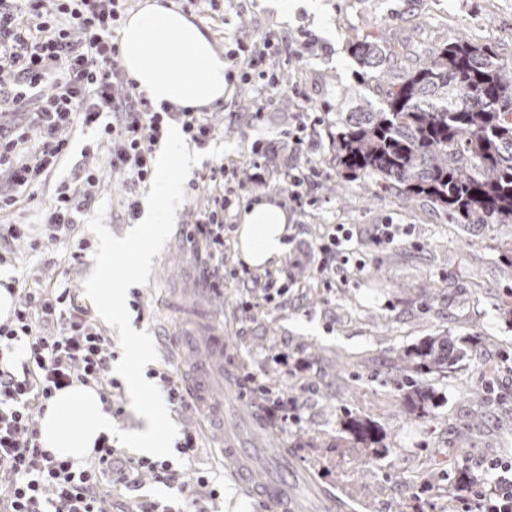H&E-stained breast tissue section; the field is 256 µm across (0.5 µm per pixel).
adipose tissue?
<instances>
[{"mask_svg": "<svg viewBox=\"0 0 512 512\" xmlns=\"http://www.w3.org/2000/svg\"><path fill=\"white\" fill-rule=\"evenodd\" d=\"M121 57L130 79L154 104L180 108L212 107L224 98V55L191 16L146 0L123 25ZM288 215L260 199L241 215L237 229L241 259L251 267L277 264L288 233ZM40 442L52 453L76 461L93 453L100 435L111 434L112 417L95 388L74 385L57 391L40 423Z\"/></svg>", "mask_w": 512, "mask_h": 512, "instance_id": "ef3b65f1", "label": "adipose tissue"}]
</instances>
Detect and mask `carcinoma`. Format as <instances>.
<instances>
[{
    "instance_id": "obj_1",
    "label": "carcinoma",
    "mask_w": 512,
    "mask_h": 512,
    "mask_svg": "<svg viewBox=\"0 0 512 512\" xmlns=\"http://www.w3.org/2000/svg\"><path fill=\"white\" fill-rule=\"evenodd\" d=\"M363 66V90L339 112L331 135L333 163L344 175L397 186L408 201L428 199L453 224L512 223V61L491 43L456 41L389 81L394 54L370 36L350 45ZM378 104H372L371 98ZM459 357L453 336H431L405 353L399 386L410 411L422 415L435 393L423 375ZM362 442L377 430L349 422Z\"/></svg>"
}]
</instances>
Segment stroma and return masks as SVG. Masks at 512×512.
Listing matches in <instances>:
<instances>
[{"instance_id":"stroma-1","label":"stroma","mask_w":512,"mask_h":512,"mask_svg":"<svg viewBox=\"0 0 512 512\" xmlns=\"http://www.w3.org/2000/svg\"><path fill=\"white\" fill-rule=\"evenodd\" d=\"M190 15L220 51L233 48L239 36L275 38L279 51L267 66L299 93L260 113L255 86L236 85L212 107V143L232 149L191 171L197 189L177 210L173 233L139 287L141 314L131 320L135 330L152 335L158 352L152 369L172 364L183 376L204 363L203 340L187 315L204 306L227 345L223 367L210 371V402L241 415L238 432L252 447L286 449L291 488L308 512H317L323 494L335 499V512H453L460 473L512 456V315L505 310L512 298V223L452 224L430 202L407 204L366 178L346 177L330 162L329 132L337 113L351 106L344 89L356 88L362 71L349 52L353 39L380 31L398 54L416 62L463 35L493 43L509 61L512 0H236L229 9L224 0H201ZM303 36L309 46L298 56L293 47ZM302 112L323 120L311 149L288 139ZM256 140L264 154L253 155ZM97 143L96 130L75 131L70 162L0 213V224L32 227L30 239L11 244L13 261L0 266V280H64L82 294L95 266L92 255L71 263L66 244L42 238L36 227L56 186L70 182L75 169L98 173L91 193L94 204L107 206L108 229L120 237L131 227L123 204L130 186L109 168ZM221 162L263 175V182L249 185L247 202L271 197L288 210L287 248L271 268L288 286L277 304L250 300L248 282L230 276L223 288L208 290L206 255L182 235L211 196L210 170ZM303 165L316 175L308 182L309 204L294 210L280 193L281 180ZM337 224L352 229L355 260L326 288L316 272V246ZM379 224H407L414 234L376 248L371 239ZM446 332L460 339L480 335L484 342L466 347L448 371L428 375L437 404L416 416L398 388L403 355ZM247 372L258 374L273 395L296 399V420L257 423L258 402L238 389ZM169 414L178 433L194 434L199 448L190 459L170 457L172 469L189 482L209 479L219 492L211 512H251L252 499L221 451L223 432L203 407L191 401L170 406ZM352 418L372 421L378 442L367 445L348 432ZM229 487L230 497L224 494Z\"/></svg>"}]
</instances>
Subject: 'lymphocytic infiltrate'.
<instances>
[{"mask_svg":"<svg viewBox=\"0 0 512 512\" xmlns=\"http://www.w3.org/2000/svg\"><path fill=\"white\" fill-rule=\"evenodd\" d=\"M127 5L128 0H0V72L14 76L11 86H0V112L32 110L29 121L0 126V172L15 189L0 195L1 212L15 205L17 190L34 186L64 161L70 149L66 133L75 125L99 128L101 142L112 146L110 168L133 185L151 179L153 152L168 124L180 123L199 144L211 138L207 113L168 103L153 107L119 66L115 31ZM275 48L269 38L259 44L237 40L224 55L227 82L258 79L263 88L278 86L279 76L263 69ZM236 174L224 164L211 168L217 191L184 231L189 243L203 246L215 288L224 285V226L244 193ZM91 201L71 185L59 186L42 214L46 237L70 240L75 213ZM352 238V230L339 224L319 244L316 271L324 283H331L338 264L348 263ZM23 294L12 316L0 321V512H112L105 484H133L145 472L177 488L186 512H204V499L217 495L205 477L190 483L169 464L148 458L116 463L107 437H99L93 457L80 463L41 447L37 418L56 391L76 383L93 387L108 406L119 384L112 377L110 339L70 288H27ZM482 471L455 484L462 512H512V458L485 463Z\"/></svg>","mask_w":512,"mask_h":512,"instance_id":"f902f5d3","label":"lymphocytic infiltrate"}]
</instances>
